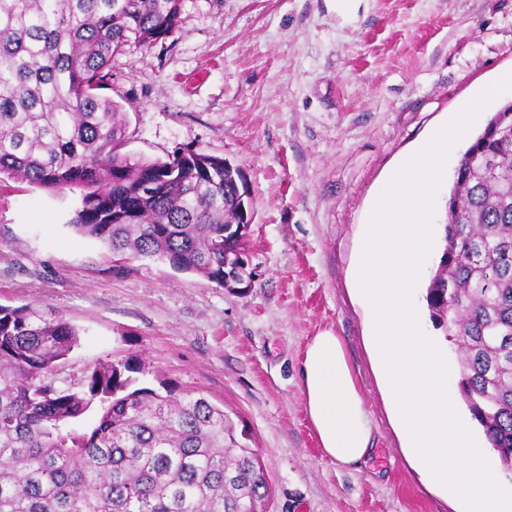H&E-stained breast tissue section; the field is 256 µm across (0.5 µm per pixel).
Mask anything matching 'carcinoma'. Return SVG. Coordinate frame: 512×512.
<instances>
[{"instance_id": "carcinoma-1", "label": "carcinoma", "mask_w": 512, "mask_h": 512, "mask_svg": "<svg viewBox=\"0 0 512 512\" xmlns=\"http://www.w3.org/2000/svg\"><path fill=\"white\" fill-rule=\"evenodd\" d=\"M183 0H0V176L80 191L75 231L128 260L160 257L224 286V225L242 216L224 158L121 152L112 58L181 24ZM512 103L457 164L426 288L462 353L459 389L512 471ZM60 316L0 307V512H243L269 498L255 450L204 397L135 386L130 357L60 379L77 344Z\"/></svg>"}]
</instances>
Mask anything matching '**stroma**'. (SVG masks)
Returning a JSON list of instances; mask_svg holds the SVG:
<instances>
[{
  "instance_id": "35a3bbf8",
  "label": "stroma",
  "mask_w": 512,
  "mask_h": 512,
  "mask_svg": "<svg viewBox=\"0 0 512 512\" xmlns=\"http://www.w3.org/2000/svg\"><path fill=\"white\" fill-rule=\"evenodd\" d=\"M512 69V0H183L182 22L112 60L125 152L194 149L239 168L250 191L248 258L234 294L158 259L130 261L69 222L76 191L0 183V306L63 317L70 378L138 357L140 385L206 397L257 449L267 512H462L408 454L369 344L355 283L364 228L390 169ZM442 340L460 415L453 342ZM340 336L373 426L360 467L327 457L300 388L307 342Z\"/></svg>"
}]
</instances>
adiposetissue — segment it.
Wrapping results in <instances>:
<instances>
[{"mask_svg": "<svg viewBox=\"0 0 512 512\" xmlns=\"http://www.w3.org/2000/svg\"><path fill=\"white\" fill-rule=\"evenodd\" d=\"M301 392L323 452L344 466L361 463L372 450V422L342 340L333 331H322L307 344Z\"/></svg>", "mask_w": 512, "mask_h": 512, "instance_id": "1", "label": "adipose tissue"}]
</instances>
